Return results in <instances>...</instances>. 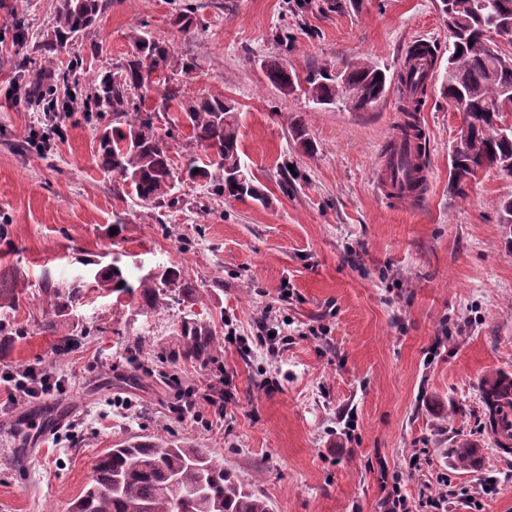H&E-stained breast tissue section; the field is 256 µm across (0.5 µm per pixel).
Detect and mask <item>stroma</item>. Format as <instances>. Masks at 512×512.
Masks as SVG:
<instances>
[{"label": "stroma", "mask_w": 512, "mask_h": 512, "mask_svg": "<svg viewBox=\"0 0 512 512\" xmlns=\"http://www.w3.org/2000/svg\"><path fill=\"white\" fill-rule=\"evenodd\" d=\"M57 5L0 0L10 21L0 29V280L18 294L0 308L15 328L0 338V369L39 364L61 379L18 404L0 384V512H69L98 456L132 436L211 449L273 512H382L392 490L414 502L445 484L482 498L483 512H512V450L496 447L481 393L484 375L512 370V246L498 222L512 176L491 167L457 193L449 153L463 117L435 81L420 109L428 192L393 203L377 172L403 118L396 93L368 112L319 107L264 71L276 55L301 73L344 57L395 73L416 40L435 43L446 67L439 0H103L87 33L48 63L37 45ZM187 6L195 24L182 32L175 18ZM137 31L195 63L188 99L235 103L242 158L267 204L189 181L173 206L144 204L97 164L103 120L28 97L43 68L87 90L130 59ZM301 118L315 153L292 138ZM154 126L176 168L210 164L177 113ZM116 252L132 280L179 268L202 303L145 317L129 297L87 288L69 335L45 329L44 275L87 280ZM268 312L288 338L274 357L257 336ZM190 319L223 337L217 362L180 356ZM140 342L148 359L132 353ZM219 375L231 394L224 414L202 401L197 421H180L181 391ZM462 439L486 448L483 468L442 456ZM491 477L498 493L486 498Z\"/></svg>", "instance_id": "1"}]
</instances>
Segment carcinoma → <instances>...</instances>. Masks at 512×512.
<instances>
[{
	"mask_svg": "<svg viewBox=\"0 0 512 512\" xmlns=\"http://www.w3.org/2000/svg\"><path fill=\"white\" fill-rule=\"evenodd\" d=\"M440 8L452 20L461 45L448 46L443 74L426 60L432 70L429 78L418 76L420 57L427 56L428 50L416 46L400 67L398 83L405 88L402 112L406 117L420 111L430 78L441 80L449 106L458 111L466 105L467 130L461 136L456 158L451 160V176L463 193L468 180L486 167L512 175V130L503 135L489 131L491 122L512 112V57L502 54L488 34L494 21L512 23V0H440ZM99 9V0H60L39 50L49 59L62 53L92 26ZM130 39L135 48L133 59L118 72L93 82L80 107L87 113L113 116L115 126L105 129L100 137L98 165L132 188L140 201L160 206L169 200L178 174L169 149L154 131L151 111L144 110L138 89L151 74L155 83L167 82L170 49L144 33L135 32ZM344 64L347 93L341 90L338 71L331 65L312 69L302 79L278 57L267 58L264 69L268 81L283 92L292 93L305 83L304 93L317 106L371 109L391 87L387 69L365 60H346ZM378 74L382 78H376ZM179 108L193 141L217 157L213 169L189 165V179L204 181L220 197L247 196L266 203L263 185L249 174L241 156L235 104L210 95L185 108L179 90L168 91L159 111ZM92 288L101 295L136 298L138 313L144 316L157 315L179 300L195 305L203 297L201 290L175 268L157 275L147 273L132 283L118 260L95 274ZM81 294L79 285L59 287L45 278L43 305L52 316L48 326L62 336L69 335L71 310ZM182 335L187 358L207 363L222 352L215 331L206 323L186 322ZM196 485L202 486V493L187 498V491ZM181 505L184 512H272L269 501L224 469L211 450L152 436L127 439L107 449L94 466L90 485L72 503L71 512H177Z\"/></svg>",
	"mask_w": 512,
	"mask_h": 512,
	"instance_id": "carcinoma-1",
	"label": "carcinoma"
}]
</instances>
